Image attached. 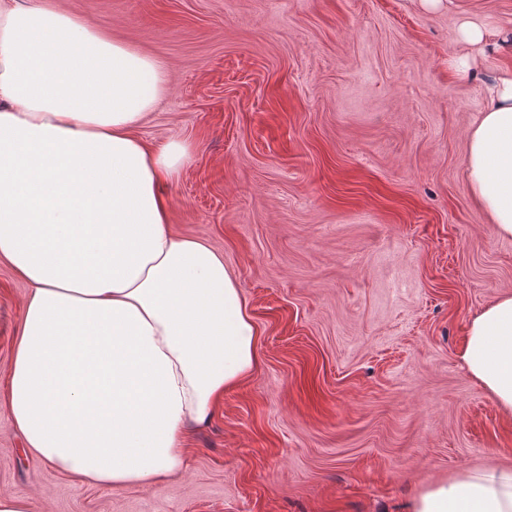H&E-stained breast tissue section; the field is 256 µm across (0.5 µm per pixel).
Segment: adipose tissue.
I'll return each mask as SVG.
<instances>
[{"mask_svg": "<svg viewBox=\"0 0 512 512\" xmlns=\"http://www.w3.org/2000/svg\"><path fill=\"white\" fill-rule=\"evenodd\" d=\"M164 65L42 0H0V262L29 285L0 399L27 450L78 485L165 482L185 437L258 366L260 331L224 257L170 224L190 146L135 135ZM512 238V66L465 157ZM462 368L512 413V294L468 321ZM412 512H512V467L425 488Z\"/></svg>", "mask_w": 512, "mask_h": 512, "instance_id": "1", "label": "adipose tissue"}]
</instances>
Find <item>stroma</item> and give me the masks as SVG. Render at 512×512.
<instances>
[{
  "label": "stroma",
  "mask_w": 512,
  "mask_h": 512,
  "mask_svg": "<svg viewBox=\"0 0 512 512\" xmlns=\"http://www.w3.org/2000/svg\"><path fill=\"white\" fill-rule=\"evenodd\" d=\"M165 65L136 131L191 158L166 186L261 331L259 366L153 486H77L0 405V495L34 512H410L429 485L512 467V414L457 358L512 294V238L464 160L495 52L458 76L462 17L512 0H47ZM28 286L0 264V373Z\"/></svg>",
  "instance_id": "1"
}]
</instances>
